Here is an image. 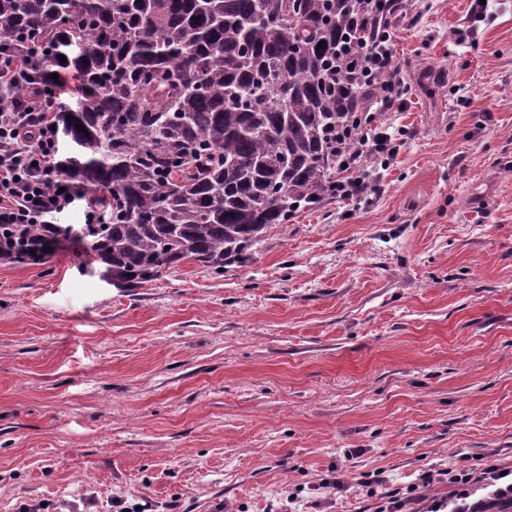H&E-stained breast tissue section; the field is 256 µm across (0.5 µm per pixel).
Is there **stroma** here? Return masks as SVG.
<instances>
[{
  "instance_id": "obj_1",
  "label": "stroma",
  "mask_w": 512,
  "mask_h": 512,
  "mask_svg": "<svg viewBox=\"0 0 512 512\" xmlns=\"http://www.w3.org/2000/svg\"><path fill=\"white\" fill-rule=\"evenodd\" d=\"M409 13L377 193L220 275L0 260V512H448L423 471H512V0Z\"/></svg>"
}]
</instances>
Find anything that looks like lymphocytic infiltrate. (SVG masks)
Returning <instances> with one entry per match:
<instances>
[{
  "instance_id": "obj_1",
  "label": "lymphocytic infiltrate",
  "mask_w": 512,
  "mask_h": 512,
  "mask_svg": "<svg viewBox=\"0 0 512 512\" xmlns=\"http://www.w3.org/2000/svg\"><path fill=\"white\" fill-rule=\"evenodd\" d=\"M408 17L407 0H367L363 19L368 38L359 69L368 81H379L381 94L373 105L354 111L350 127L361 131L358 149L336 155L340 174L336 196L353 199L376 193L377 185L366 173L375 159L390 160L396 147L387 130H373L376 113L401 105L398 90L403 69L394 53L397 27ZM55 46H34L27 54L0 50V97L11 99L0 111V224H50L70 203L77 184L57 158L59 125L51 110L55 92L35 74L44 63L58 58ZM31 86L29 95L15 97L18 87Z\"/></svg>"
}]
</instances>
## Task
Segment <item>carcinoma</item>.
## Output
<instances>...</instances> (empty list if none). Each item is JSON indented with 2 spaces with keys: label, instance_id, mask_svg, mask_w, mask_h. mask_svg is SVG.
Masks as SVG:
<instances>
[{
  "label": "carcinoma",
  "instance_id": "1",
  "mask_svg": "<svg viewBox=\"0 0 512 512\" xmlns=\"http://www.w3.org/2000/svg\"><path fill=\"white\" fill-rule=\"evenodd\" d=\"M364 9L365 0H0V48L76 47L40 76L76 97L55 118L85 150L67 170L109 214L84 225L103 279L134 288L187 259L217 274L246 261L267 225L336 195L337 133L381 93L349 75ZM58 232L3 228L0 260L43 266ZM449 512H512V490Z\"/></svg>",
  "mask_w": 512,
  "mask_h": 512
}]
</instances>
